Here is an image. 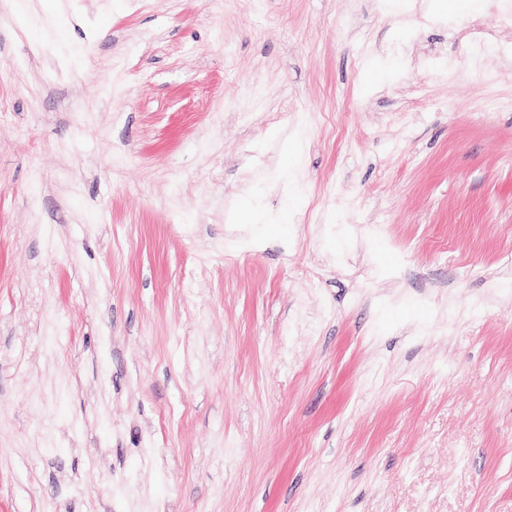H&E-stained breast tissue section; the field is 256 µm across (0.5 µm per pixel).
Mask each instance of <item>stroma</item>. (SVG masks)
I'll use <instances>...</instances> for the list:
<instances>
[{"mask_svg": "<svg viewBox=\"0 0 512 512\" xmlns=\"http://www.w3.org/2000/svg\"><path fill=\"white\" fill-rule=\"evenodd\" d=\"M404 2L0 0V512H512V0Z\"/></svg>", "mask_w": 512, "mask_h": 512, "instance_id": "1", "label": "stroma"}]
</instances>
